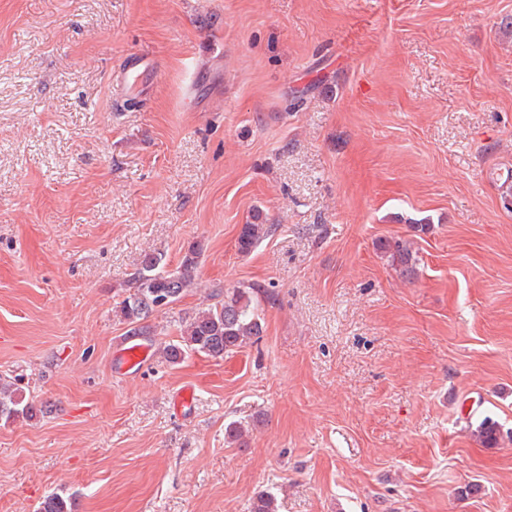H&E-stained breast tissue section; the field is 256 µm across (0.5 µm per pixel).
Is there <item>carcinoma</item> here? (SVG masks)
Here are the masks:
<instances>
[{
  "label": "carcinoma",
  "mask_w": 512,
  "mask_h": 512,
  "mask_svg": "<svg viewBox=\"0 0 512 512\" xmlns=\"http://www.w3.org/2000/svg\"><path fill=\"white\" fill-rule=\"evenodd\" d=\"M275 231L267 215L255 209L246 224L242 225L237 239L238 251L251 253ZM380 250L389 260L401 267L405 275L414 273L416 257L411 243L402 238H386L379 243ZM201 249L193 246L183 256L179 266L170 269L165 255L147 252L139 268L129 279V290L122 299L119 312L128 324L130 336H152L155 327L146 323L160 306L174 304L192 288L196 287L195 270ZM272 293L259 284H240L224 289L222 299L189 316L180 329V340L164 349V359L177 365L193 353H205L222 357L243 348L247 343L262 336V303L269 302ZM43 412V407L25 397L8 379L0 377V420L16 418L33 419ZM259 417L246 422L234 421L226 427L225 435L231 443H243L249 429L257 425ZM476 438L487 448L501 441H512V431L506 433L493 418L486 416L478 424ZM75 501L57 494L47 496L39 505L38 512H75ZM277 497L269 491H261L252 500L249 512H277Z\"/></svg>",
  "instance_id": "carcinoma-1"
}]
</instances>
